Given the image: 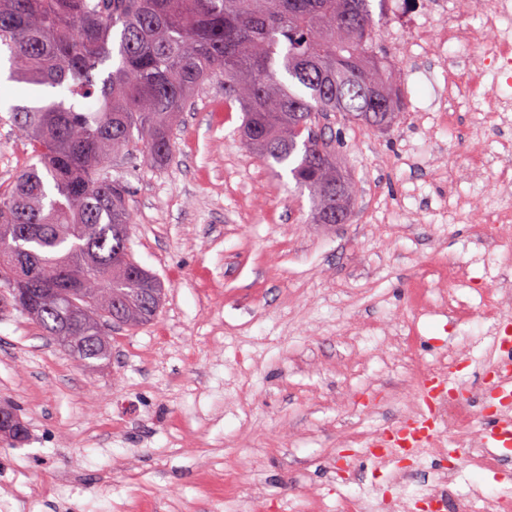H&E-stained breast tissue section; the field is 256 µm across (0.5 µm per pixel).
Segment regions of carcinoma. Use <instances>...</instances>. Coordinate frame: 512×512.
Returning a JSON list of instances; mask_svg holds the SVG:
<instances>
[{
    "instance_id": "carcinoma-1",
    "label": "carcinoma",
    "mask_w": 512,
    "mask_h": 512,
    "mask_svg": "<svg viewBox=\"0 0 512 512\" xmlns=\"http://www.w3.org/2000/svg\"><path fill=\"white\" fill-rule=\"evenodd\" d=\"M373 27L370 0H0V46L27 88L8 122L36 159L0 192V301L22 312L13 291L29 288L75 312L63 332L50 310L31 322L89 368L110 358L112 313L151 322L141 296L161 282L136 272L130 191L106 164L136 141L166 164L211 82L243 112L242 139L309 191L314 223L348 215L355 186L322 119L386 128L403 106L392 65L366 50ZM20 246L30 274L10 280Z\"/></svg>"
}]
</instances>
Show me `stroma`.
Here are the masks:
<instances>
[{
    "label": "stroma",
    "instance_id": "1",
    "mask_svg": "<svg viewBox=\"0 0 512 512\" xmlns=\"http://www.w3.org/2000/svg\"><path fill=\"white\" fill-rule=\"evenodd\" d=\"M413 111L390 129L332 115L328 132L358 191L347 223L311 220L308 193L240 139L238 107L205 86L174 132L162 167L141 145L110 164L136 215L133 259L162 283L158 315L113 327L112 359L87 369L19 311H0V403L29 425L0 442V512H325L357 498L382 512L393 467L363 450L417 401L416 376L453 377L478 405L492 319H512V223L479 241L482 200L460 205L500 131L473 126L478 99L458 100L453 128L431 106L446 78L398 59ZM32 147L0 123V190ZM471 278L448 281L449 268ZM429 289V311L415 304ZM471 307L458 324L451 305ZM512 492V468L464 466L457 512Z\"/></svg>",
    "mask_w": 512,
    "mask_h": 512
}]
</instances>
